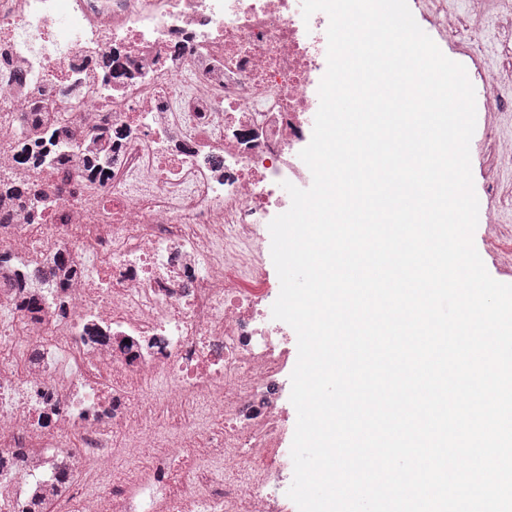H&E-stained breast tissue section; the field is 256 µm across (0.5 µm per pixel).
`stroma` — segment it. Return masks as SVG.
I'll return each mask as SVG.
<instances>
[{"instance_id": "obj_1", "label": "stroma", "mask_w": 512, "mask_h": 512, "mask_svg": "<svg viewBox=\"0 0 512 512\" xmlns=\"http://www.w3.org/2000/svg\"><path fill=\"white\" fill-rule=\"evenodd\" d=\"M467 0H442L458 23L453 43L439 42L445 56L466 55L472 67L483 74L473 83L477 100L488 101V109L477 112L474 140L480 156L472 160L475 192L480 206H492L498 221L478 225L474 233L476 249L495 280L512 283V159L501 150V141L512 133V96L496 97V89L512 85V19L491 15L480 33L466 26Z\"/></svg>"}]
</instances>
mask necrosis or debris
Listing matches in <instances>:
<instances>
[{
  "label": "necrosis or debris",
  "mask_w": 512,
  "mask_h": 512,
  "mask_svg": "<svg viewBox=\"0 0 512 512\" xmlns=\"http://www.w3.org/2000/svg\"><path fill=\"white\" fill-rule=\"evenodd\" d=\"M328 23L0 0V178L53 202L0 200V512H288L258 227L311 178Z\"/></svg>",
  "instance_id": "necrosis-or-debris-1"
}]
</instances>
